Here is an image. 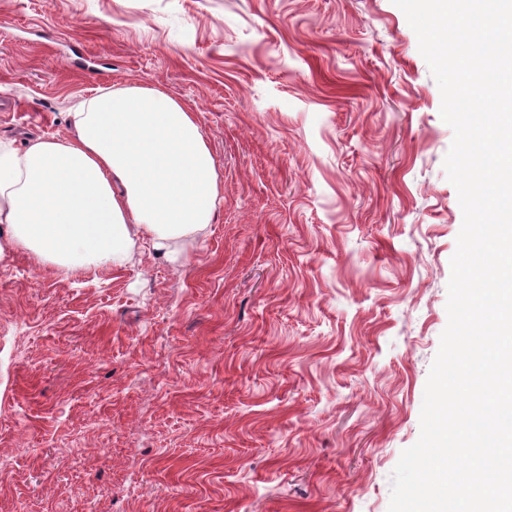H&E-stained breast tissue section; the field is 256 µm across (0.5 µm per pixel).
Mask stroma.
<instances>
[{
  "instance_id": "1",
  "label": "stroma",
  "mask_w": 512,
  "mask_h": 512,
  "mask_svg": "<svg viewBox=\"0 0 512 512\" xmlns=\"http://www.w3.org/2000/svg\"><path fill=\"white\" fill-rule=\"evenodd\" d=\"M196 113L224 205L66 277L0 224V512H388L463 215L393 0H0V140Z\"/></svg>"
}]
</instances>
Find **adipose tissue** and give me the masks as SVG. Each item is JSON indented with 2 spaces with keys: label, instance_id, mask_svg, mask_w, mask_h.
<instances>
[{
  "label": "adipose tissue",
  "instance_id": "obj_1",
  "mask_svg": "<svg viewBox=\"0 0 512 512\" xmlns=\"http://www.w3.org/2000/svg\"><path fill=\"white\" fill-rule=\"evenodd\" d=\"M220 186L196 114L156 88L99 92L66 136L0 141V224L66 275L125 266L145 238L179 246L211 223Z\"/></svg>",
  "mask_w": 512,
  "mask_h": 512
}]
</instances>
